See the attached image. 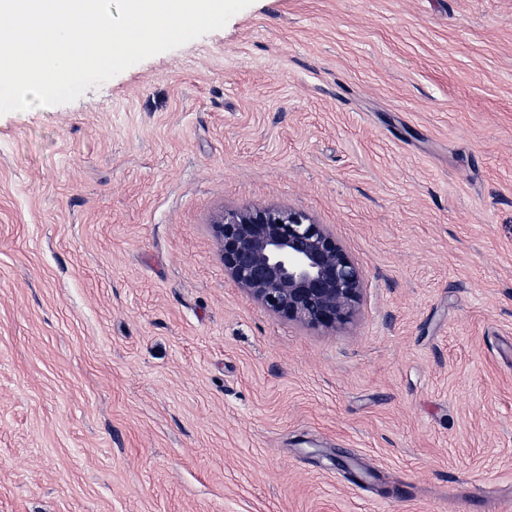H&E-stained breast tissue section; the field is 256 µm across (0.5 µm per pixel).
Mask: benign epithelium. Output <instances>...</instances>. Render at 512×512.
<instances>
[{"mask_svg":"<svg viewBox=\"0 0 512 512\" xmlns=\"http://www.w3.org/2000/svg\"><path fill=\"white\" fill-rule=\"evenodd\" d=\"M224 270L271 313L335 328L355 315L362 272L323 224L282 208L229 211L214 224Z\"/></svg>","mask_w":512,"mask_h":512,"instance_id":"1","label":"benign epithelium"}]
</instances>
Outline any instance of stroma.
Returning <instances> with one entry per match:
<instances>
[{"label": "stroma", "mask_w": 512, "mask_h": 512, "mask_svg": "<svg viewBox=\"0 0 512 512\" xmlns=\"http://www.w3.org/2000/svg\"><path fill=\"white\" fill-rule=\"evenodd\" d=\"M257 208L350 323L225 273ZM0 512H512V0H253L0 115ZM213 227L225 272L274 315L324 328L355 315L362 272L324 224L266 208L224 212Z\"/></svg>", "instance_id": "1"}]
</instances>
